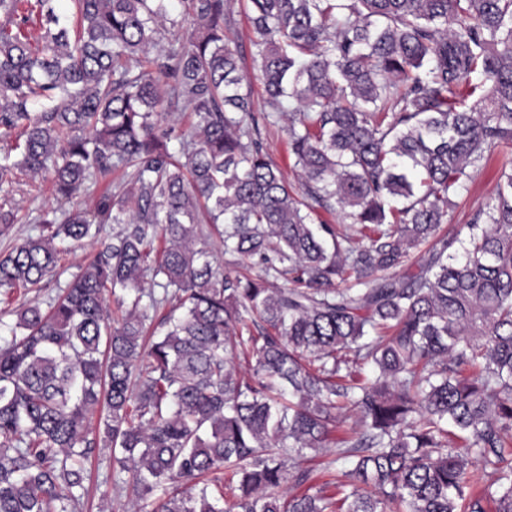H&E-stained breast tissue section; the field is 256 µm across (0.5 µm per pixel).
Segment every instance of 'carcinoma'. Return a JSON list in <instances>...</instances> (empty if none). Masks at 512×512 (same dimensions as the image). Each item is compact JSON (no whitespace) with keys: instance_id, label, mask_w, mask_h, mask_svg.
<instances>
[{"instance_id":"cac0c4a2","label":"carcinoma","mask_w":512,"mask_h":512,"mask_svg":"<svg viewBox=\"0 0 512 512\" xmlns=\"http://www.w3.org/2000/svg\"><path fill=\"white\" fill-rule=\"evenodd\" d=\"M249 2L260 120L231 0H0V235L25 177L76 200L0 256V289L94 247L0 342V512H78L98 448L125 512H512V171L443 229L512 144V0ZM279 121L299 193L263 151ZM335 204L354 235L315 221ZM308 449L350 463L338 500ZM232 1L235 3L231 26L232 30L228 35L234 39L231 45L233 47L235 46L242 56L244 71L247 77V81L244 83V91L251 92V97L254 101V115L260 120L266 95L261 72L255 66L252 58V51L254 50L252 40L255 39V34L249 26L247 14L244 9V0H242L243 2H238L240 0ZM512 165V145L496 147L486 166L471 172L465 179L458 195L453 198L455 206L449 210L446 224L448 232L460 230L470 219L471 214L488 197L494 194L502 168L507 170ZM208 243L216 263L223 267L224 272H233L235 270L244 271L243 267L246 265L245 261L240 260L238 257L224 255V246L216 233H212L211 237L208 239ZM91 254L92 248L85 246L63 256L60 262V276L56 280L54 279L49 282L38 293L37 299L43 308H47V303L59 293V290L66 287L73 280L74 276L79 272V266L84 264Z\"/></svg>"}]
</instances>
